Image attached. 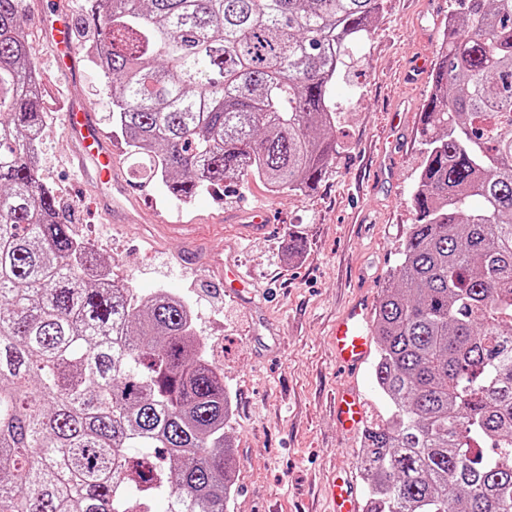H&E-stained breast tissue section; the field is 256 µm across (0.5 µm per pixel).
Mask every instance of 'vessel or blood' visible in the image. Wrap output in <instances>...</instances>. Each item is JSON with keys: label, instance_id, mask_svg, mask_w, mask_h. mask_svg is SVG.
Wrapping results in <instances>:
<instances>
[{"label": "vessel or blood", "instance_id": "b4317fda", "mask_svg": "<svg viewBox=\"0 0 512 512\" xmlns=\"http://www.w3.org/2000/svg\"><path fill=\"white\" fill-rule=\"evenodd\" d=\"M40 37L57 61L62 76L75 79L79 73L78 53L73 32V19L65 0H43ZM65 132L73 144V159L79 169H92L96 182L109 186L113 204L106 209L109 220L127 222L129 206L135 200L130 184L114 173V149L104 136L93 109L84 101L70 100L64 112ZM373 308L370 301L354 299L337 317L331 333L337 362L346 368H359L371 352L372 338L368 329ZM364 406L357 393L344 390L336 398V420L347 430L359 427ZM329 512H359L360 504L353 484H332Z\"/></svg>", "mask_w": 512, "mask_h": 512}]
</instances>
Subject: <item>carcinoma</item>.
<instances>
[{"label":"carcinoma","instance_id":"obj_1","mask_svg":"<svg viewBox=\"0 0 512 512\" xmlns=\"http://www.w3.org/2000/svg\"><path fill=\"white\" fill-rule=\"evenodd\" d=\"M25 0H0V512H228L232 415L186 300L110 284L38 172ZM383 0H95L90 61L141 179L311 192ZM415 224L375 309L366 512H512V0L448 14Z\"/></svg>","mask_w":512,"mask_h":512}]
</instances>
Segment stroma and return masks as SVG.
Here are the masks:
<instances>
[{"label": "stroma", "instance_id": "stroma-1", "mask_svg": "<svg viewBox=\"0 0 512 512\" xmlns=\"http://www.w3.org/2000/svg\"><path fill=\"white\" fill-rule=\"evenodd\" d=\"M458 7L457 0H384L378 23L336 75V154L308 193H274L251 177L226 186L223 197L203 191L185 202L150 182L134 221L111 224L92 184L69 162L60 113L45 112L40 175L64 223L138 292L162 289L188 300L196 336L224 374L237 471L229 512H325L335 475L368 496L360 437L337 426L331 399L353 389L370 417L385 402L372 366L337 367L330 331L354 297L378 303L401 260L423 160L420 112L448 14ZM69 92L111 132L110 88L88 58ZM257 206L268 209V228L243 236L239 217ZM159 213L166 223H156ZM294 235L306 248L292 257ZM235 264L253 278L246 303L224 293Z\"/></svg>", "mask_w": 512, "mask_h": 512}]
</instances>
